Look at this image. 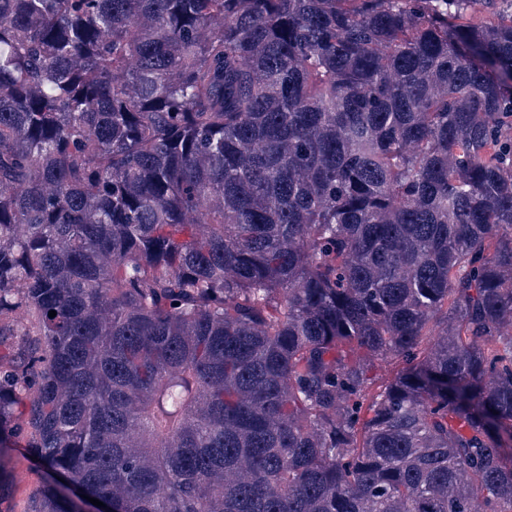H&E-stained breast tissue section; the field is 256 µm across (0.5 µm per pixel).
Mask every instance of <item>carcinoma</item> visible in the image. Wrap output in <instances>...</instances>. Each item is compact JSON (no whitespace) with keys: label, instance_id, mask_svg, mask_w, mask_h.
<instances>
[{"label":"carcinoma","instance_id":"1","mask_svg":"<svg viewBox=\"0 0 512 512\" xmlns=\"http://www.w3.org/2000/svg\"><path fill=\"white\" fill-rule=\"evenodd\" d=\"M496 2L0 0L24 512H512Z\"/></svg>","mask_w":512,"mask_h":512}]
</instances>
